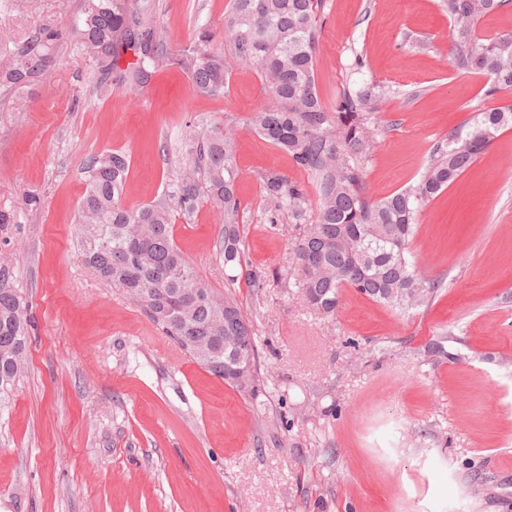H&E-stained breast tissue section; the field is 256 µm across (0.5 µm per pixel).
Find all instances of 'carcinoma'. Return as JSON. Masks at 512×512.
I'll use <instances>...</instances> for the list:
<instances>
[{
    "instance_id": "1",
    "label": "carcinoma",
    "mask_w": 512,
    "mask_h": 512,
    "mask_svg": "<svg viewBox=\"0 0 512 512\" xmlns=\"http://www.w3.org/2000/svg\"><path fill=\"white\" fill-rule=\"evenodd\" d=\"M512 0H445L453 19L450 42L457 69L485 76V95L512 89V34L477 36L484 15ZM155 0H86L82 16L62 31L42 26L26 37L0 33V90L11 92L22 111L25 89L48 71L56 48L69 43L95 59L100 83L132 91L146 87L163 67L186 73L208 97L224 95L238 66L259 74L274 100L253 112L251 124L272 146L315 179L314 217L305 185L276 171L260 180L274 212L288 209L303 226L294 254L301 302L325 315L339 292L356 289L404 313L424 305L439 290L417 269L409 242L418 209L464 173L496 133L512 127V106L478 112L436 142L418 185L380 201L364 193V162L374 146L370 115L383 89L369 85L346 92L327 110L316 85V46L324 0H229L224 27L195 29L187 46L170 43L157 19ZM132 60L120 61L126 51ZM178 176L166 198L137 208L122 204L130 156L122 150L88 155L81 166L84 194L77 206L75 236L82 265L123 290L149 320L211 374L238 392L255 396L259 376L254 329L230 285L243 267L241 203L237 194L236 138L219 120L187 125L180 133ZM208 202L224 221L216 252L229 271L220 293L202 281L174 239L173 210L189 219ZM27 313L6 264H0V395L27 364ZM239 347L252 365L250 389L224 374V356ZM210 349V354L203 350Z\"/></svg>"
}]
</instances>
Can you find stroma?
Listing matches in <instances>:
<instances>
[{"label": "stroma", "mask_w": 512, "mask_h": 512, "mask_svg": "<svg viewBox=\"0 0 512 512\" xmlns=\"http://www.w3.org/2000/svg\"><path fill=\"white\" fill-rule=\"evenodd\" d=\"M172 44L199 25L222 28L229 0H158ZM316 83L335 110L344 91L375 82L376 144L364 188L380 200L417 185L433 145L479 110L512 106L485 77L454 65L443 0H326ZM83 0H40L0 12L13 37L69 28ZM28 111L0 97V261L30 318L28 365L0 403V512H512V128L415 217L410 250L440 280L400 313L354 289L335 316L301 303L288 211L271 230L259 177L308 173L258 136L270 104L259 76L233 70L224 97L200 94L175 68L137 93L100 91L93 58L55 52ZM215 119L236 134L246 268L262 293L233 291L258 336V398L187 354L141 308L76 257L73 224L85 157H131L128 207L164 198L185 122ZM42 206L28 210L27 194ZM197 275L223 291L210 205L174 218ZM456 336L450 357L428 345Z\"/></svg>", "instance_id": "obj_1"}]
</instances>
